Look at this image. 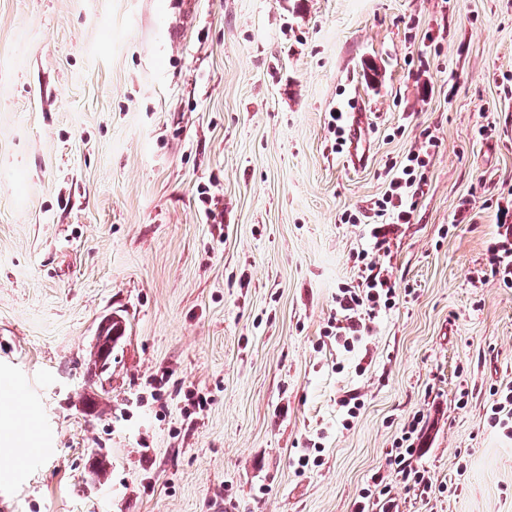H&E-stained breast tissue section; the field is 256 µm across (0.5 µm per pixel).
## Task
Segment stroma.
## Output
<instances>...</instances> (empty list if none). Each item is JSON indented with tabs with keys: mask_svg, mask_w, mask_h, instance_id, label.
Returning a JSON list of instances; mask_svg holds the SVG:
<instances>
[{
	"mask_svg": "<svg viewBox=\"0 0 512 512\" xmlns=\"http://www.w3.org/2000/svg\"><path fill=\"white\" fill-rule=\"evenodd\" d=\"M356 101L361 170L328 126ZM425 130L396 303L344 349L340 218ZM510 188L512 0H0V512H354L376 473L399 512H512ZM418 412L426 491L386 464ZM497 232L487 246L490 274L512 288V189L496 201ZM489 424L491 427L499 426L503 430L512 432V387H505L500 391L499 399L491 408Z\"/></svg>",
	"mask_w": 512,
	"mask_h": 512,
	"instance_id": "35a3bbf8",
	"label": "stroma"
}]
</instances>
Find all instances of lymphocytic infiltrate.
Masks as SVG:
<instances>
[{"instance_id": "f902f5d3", "label": "lymphocytic infiltrate", "mask_w": 512, "mask_h": 512, "mask_svg": "<svg viewBox=\"0 0 512 512\" xmlns=\"http://www.w3.org/2000/svg\"><path fill=\"white\" fill-rule=\"evenodd\" d=\"M419 148L409 151L405 158L392 164V175L385 193L374 203L370 250L357 252L358 281L340 288L336 295L335 336L344 348L365 340L372 324L383 310L395 303V288L381 272L380 260L391 253L388 227L409 223L428 182L430 158L438 142L429 131H422ZM497 232L487 246V261L492 277L505 287L512 288V189L496 202ZM421 417H414L404 428L396 444L389 466L403 482L425 489L432 482L425 471L414 465L417 453L415 441L420 435Z\"/></svg>"}]
</instances>
